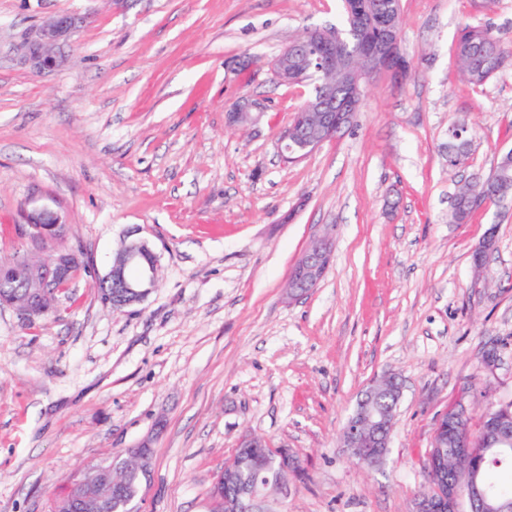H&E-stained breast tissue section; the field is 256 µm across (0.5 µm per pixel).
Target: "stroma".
I'll use <instances>...</instances> for the list:
<instances>
[{
  "mask_svg": "<svg viewBox=\"0 0 512 512\" xmlns=\"http://www.w3.org/2000/svg\"><path fill=\"white\" fill-rule=\"evenodd\" d=\"M76 23L55 66L25 44ZM409 72L366 88L353 123L297 163L280 133L308 96L270 64L338 0H0V257L27 205L56 210L98 271L128 235L159 257L155 288L121 310L77 274L50 317L0 306V512H50L80 471L149 442L139 512H205L242 436L298 469L271 512H411L441 414L512 401V200L448 220L465 183L512 149V64L472 88L466 25L512 49V0H402ZM263 112L229 125L242 99ZM469 158L448 164V131ZM331 264L292 299L310 241ZM405 382L387 461L341 433L375 379Z\"/></svg>",
  "mask_w": 512,
  "mask_h": 512,
  "instance_id": "1",
  "label": "stroma"
}]
</instances>
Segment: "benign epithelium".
Listing matches in <instances>:
<instances>
[{
  "label": "benign epithelium",
  "instance_id": "benign-epithelium-1",
  "mask_svg": "<svg viewBox=\"0 0 512 512\" xmlns=\"http://www.w3.org/2000/svg\"><path fill=\"white\" fill-rule=\"evenodd\" d=\"M74 25L71 17H61L39 30L25 46L30 61L38 67L50 66L58 41ZM385 39L373 42L364 52L368 66L359 68L353 63L345 64L342 83L350 91L351 104L347 108H336V82L316 84L317 94L307 101L309 118L304 132L292 128L284 130L278 139V153L282 160L290 163L307 158L326 141L339 137L353 120V112L360 106L364 91L371 78L388 75L394 79L406 76L404 55L400 51V40L395 22L384 24ZM319 51L310 53L296 45L285 48L274 60L272 71L276 79L284 84L304 83L317 78L321 72L336 67V51L342 42L336 30L329 27L310 31ZM253 104L245 101L228 113L229 124L242 125L254 120L250 112ZM505 188L497 173L471 184L464 193L466 210H474L492 204L501 197ZM18 234L26 240L23 253L7 263L0 264V304L13 308L18 322L27 326L47 312L46 303L56 301L57 285L70 268L83 264L89 268L94 283L108 284L124 289L121 305L129 307L143 302L156 286L159 259L146 240L132 238L124 242L112 258V265L105 274L96 272L86 253L80 246L61 247L65 224L60 214L48 206L24 207L19 214ZM332 243L326 236L311 241L301 259L288 277V295L293 298L315 288L330 266ZM24 279L28 288L27 301L19 306L9 296L8 288L16 278ZM389 390L392 403L381 414L376 412L374 399L383 390ZM404 384L394 376L373 381L361 394L355 413L347 420L342 431L343 447L357 462L367 468H378L386 460L397 411L403 397ZM512 406L503 404L487 410L482 417L483 426L493 430L494 439L486 442L488 448H502L512 442V426L504 424L503 416ZM467 409L460 405L443 413L437 427L444 429L448 424L469 425ZM453 451L462 464L470 465L473 456L472 444L465 431L454 432ZM126 454L136 462L140 485L150 482L152 457L145 445L129 448ZM115 457L112 464H101L85 470L71 479L67 491L53 501L55 512H74L80 507L93 512L101 498L91 494L96 485L110 482V475L118 467ZM296 461L281 450L276 476L266 481L259 491L243 490L237 496L224 494V483L240 479L239 466L230 462L218 476L207 512H267L264 503L272 492L288 490L289 476L295 471ZM472 479L464 485L443 481L429 484L428 493L414 500L411 512H459L460 500L467 498L470 512H512V499L495 495L492 488L477 480L479 469L472 468Z\"/></svg>",
  "mask_w": 512,
  "mask_h": 512
}]
</instances>
